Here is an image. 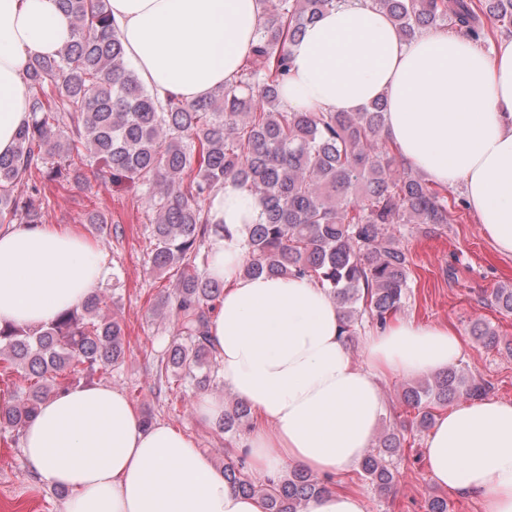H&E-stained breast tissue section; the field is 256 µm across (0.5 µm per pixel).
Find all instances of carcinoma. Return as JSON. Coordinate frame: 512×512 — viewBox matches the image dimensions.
Instances as JSON below:
<instances>
[{
	"label": "carcinoma",
	"instance_id": "1",
	"mask_svg": "<svg viewBox=\"0 0 512 512\" xmlns=\"http://www.w3.org/2000/svg\"><path fill=\"white\" fill-rule=\"evenodd\" d=\"M407 40L448 24L486 39L484 18L512 32V0H374ZM72 20L70 40L55 57L37 56L27 73L30 119L15 150L0 155V224H42L36 204L46 183L81 184L86 171L102 183L139 193L150 214L149 260L169 275L158 307L172 320V345L156 361L158 382L207 392L220 379L209 336L224 282L208 275V241L225 236L210 222L207 201L233 179L262 204L248 226L247 276L309 278L330 289L342 336L353 341L364 325L383 327L405 303L409 259L400 226L432 230L460 218L463 200L448 202L426 179L397 163L383 136L384 103L362 112H289L280 104L288 78V46L336 0H259L263 22L234 83L208 97L162 102L129 67L112 27L109 0H58ZM512 314V288L492 293ZM94 292L36 330L0 327V364L23 375L15 402L0 407V429L19 433L52 394L120 366L127 356L117 314L103 313ZM485 347L501 346L490 325L471 327ZM481 377L455 366L403 390L414 410L409 424L390 427L360 462L362 476L381 495L392 492L391 458L402 431L428 430L435 410L481 399ZM250 410L236 399L216 428L230 436L249 428ZM244 456L224 458V480L260 498L266 512H303L328 490L295 468L254 484Z\"/></svg>",
	"mask_w": 512,
	"mask_h": 512
}]
</instances>
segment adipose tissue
<instances>
[{
  "label": "adipose tissue",
  "instance_id": "obj_1",
  "mask_svg": "<svg viewBox=\"0 0 512 512\" xmlns=\"http://www.w3.org/2000/svg\"><path fill=\"white\" fill-rule=\"evenodd\" d=\"M127 60L158 97L186 100L232 82L254 45L257 0H109ZM57 0H0V155L30 119L26 75L35 56L69 40ZM284 109L359 112L383 101L384 133L406 166L463 186L467 209L495 249L512 254V38L485 50L451 30L403 39L373 0H339L290 44ZM229 237L209 246L224 297L210 336L225 385L258 419L244 441L252 472L283 463L336 477L371 448L387 403L380 380L447 369L462 343L445 324L399 320L370 334L354 358L336 301L307 278L244 276L257 196L226 180L207 205ZM111 267L75 228L0 227V326L37 329L80 306ZM46 485L66 489L64 512H264L229 486L193 440L158 421L142 427L120 390L83 383L40 406L20 434ZM425 457L441 487L512 512V401L460 402L438 417Z\"/></svg>",
  "mask_w": 512,
  "mask_h": 512
}]
</instances>
